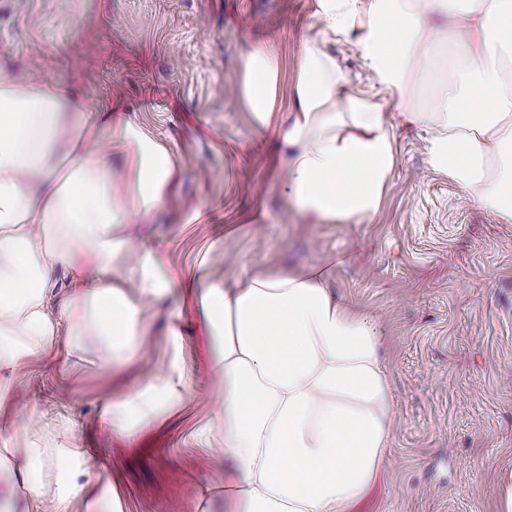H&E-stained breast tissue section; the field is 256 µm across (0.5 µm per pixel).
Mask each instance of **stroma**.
Here are the masks:
<instances>
[{
  "label": "stroma",
  "instance_id": "stroma-1",
  "mask_svg": "<svg viewBox=\"0 0 512 512\" xmlns=\"http://www.w3.org/2000/svg\"><path fill=\"white\" fill-rule=\"evenodd\" d=\"M309 5L0 0V77L125 113L173 148L179 176L163 211L140 227L168 271L188 277L203 260L232 284L347 254L334 286L372 316L394 386L396 438L373 512H496L497 477L512 470V224L432 169L412 131L397 134L398 165L372 223L316 224L288 207L281 135L255 133L236 89L250 47L265 44L281 64L279 110L289 112ZM143 306L149 334L137 361L107 371L31 359L17 372L16 399L0 407V430L18 436L30 415L65 411L71 443L112 479V512H226L214 486L224 463L191 437L222 393L211 345L193 315L176 316L172 298ZM176 352L181 406L138 447L108 435L101 397L129 390Z\"/></svg>",
  "mask_w": 512,
  "mask_h": 512
}]
</instances>
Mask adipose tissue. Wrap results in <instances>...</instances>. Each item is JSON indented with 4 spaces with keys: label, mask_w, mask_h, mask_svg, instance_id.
<instances>
[{
    "label": "adipose tissue",
    "mask_w": 512,
    "mask_h": 512,
    "mask_svg": "<svg viewBox=\"0 0 512 512\" xmlns=\"http://www.w3.org/2000/svg\"><path fill=\"white\" fill-rule=\"evenodd\" d=\"M311 16L286 132L288 204L318 224L370 223L405 128L421 135L432 168L511 224L512 0H311ZM336 42L354 46L379 97L352 86L327 49ZM279 75L265 47L249 50L238 96L256 129L278 117ZM421 77L444 87L426 111L414 102ZM106 127L122 170L100 148ZM177 173L173 149L139 125L0 79V405L34 357H88L110 371L136 361L148 333L141 299L176 288L137 229L165 205ZM60 268L73 278L54 311ZM335 269L256 273L233 286L197 277L223 395L195 437L232 464L221 480L231 512H370L386 483L392 374L372 318L337 296ZM183 378L175 357L131 394L107 398L110 435L137 446L178 407ZM24 432L27 512H71L86 449L49 447L36 425Z\"/></svg>",
    "instance_id": "adipose-tissue-1"
}]
</instances>
